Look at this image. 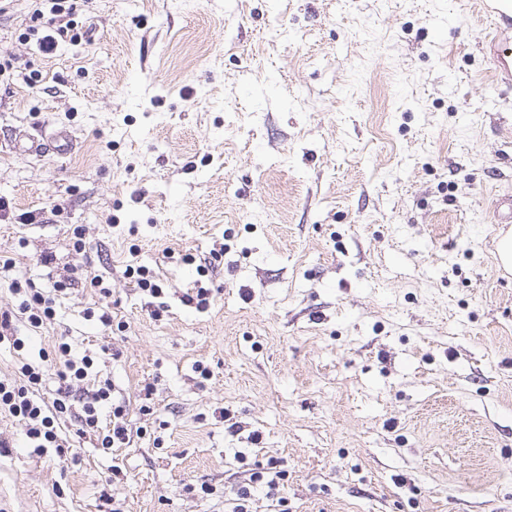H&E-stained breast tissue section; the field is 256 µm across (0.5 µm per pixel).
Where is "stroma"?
I'll use <instances>...</instances> for the list:
<instances>
[{"instance_id": "stroma-1", "label": "stroma", "mask_w": 512, "mask_h": 512, "mask_svg": "<svg viewBox=\"0 0 512 512\" xmlns=\"http://www.w3.org/2000/svg\"><path fill=\"white\" fill-rule=\"evenodd\" d=\"M40 6L0 14V313L15 278L112 294L0 340L48 402L55 343L94 359L63 451L0 414V512H231L271 462L288 512H512V82L473 0H79L51 54ZM106 381L142 431L111 450L74 419Z\"/></svg>"}]
</instances>
